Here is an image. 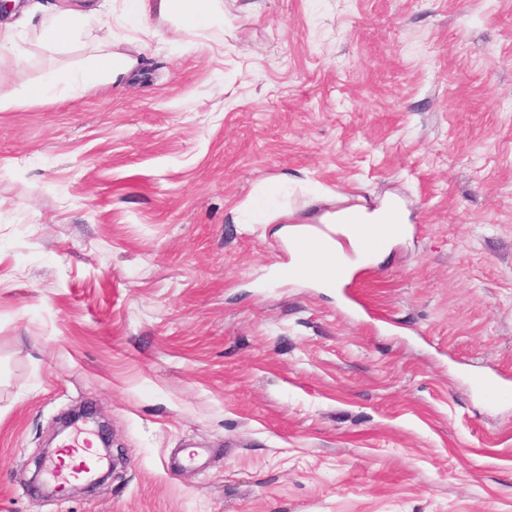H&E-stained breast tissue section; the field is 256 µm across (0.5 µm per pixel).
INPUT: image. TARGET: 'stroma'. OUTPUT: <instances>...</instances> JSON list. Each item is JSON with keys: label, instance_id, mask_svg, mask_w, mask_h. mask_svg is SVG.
Returning <instances> with one entry per match:
<instances>
[{"label": "stroma", "instance_id": "obj_1", "mask_svg": "<svg viewBox=\"0 0 512 512\" xmlns=\"http://www.w3.org/2000/svg\"><path fill=\"white\" fill-rule=\"evenodd\" d=\"M64 47L0 23V512H512V0H222ZM104 51L135 68L91 89ZM65 95L27 96L47 76ZM398 197L337 289L283 220ZM92 407L105 484H31ZM470 389L486 396L491 402L502 403L512 399V390L509 385L485 377H474L470 382Z\"/></svg>", "mask_w": 512, "mask_h": 512}]
</instances>
